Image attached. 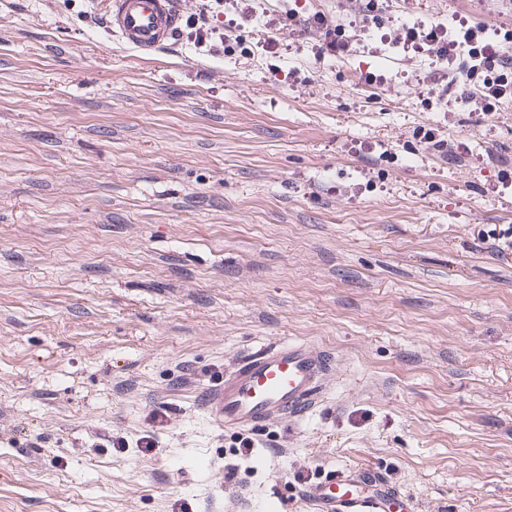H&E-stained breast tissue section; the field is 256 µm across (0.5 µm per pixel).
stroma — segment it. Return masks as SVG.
<instances>
[{
	"instance_id": "35a3bbf8",
	"label": "stroma",
	"mask_w": 512,
	"mask_h": 512,
	"mask_svg": "<svg viewBox=\"0 0 512 512\" xmlns=\"http://www.w3.org/2000/svg\"><path fill=\"white\" fill-rule=\"evenodd\" d=\"M104 15L0 0V512H307L341 470L512 512V102L430 107L434 63L389 42L408 15L512 30V0H409L342 63L241 17L231 53H136ZM275 341L334 356L319 402L213 423ZM416 137L420 139V143L426 144L427 148L433 147L434 150L438 151L445 161H448V156L451 158L458 157L454 148L448 146V140L442 138L438 127H420L417 130Z\"/></svg>"
}]
</instances>
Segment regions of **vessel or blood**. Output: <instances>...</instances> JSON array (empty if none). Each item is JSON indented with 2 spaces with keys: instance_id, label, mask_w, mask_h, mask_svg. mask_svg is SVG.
I'll use <instances>...</instances> for the list:
<instances>
[{
  "instance_id": "1",
  "label": "vessel or blood",
  "mask_w": 512,
  "mask_h": 512,
  "mask_svg": "<svg viewBox=\"0 0 512 512\" xmlns=\"http://www.w3.org/2000/svg\"><path fill=\"white\" fill-rule=\"evenodd\" d=\"M182 20L174 0H109L106 19L123 45L151 52L166 44ZM332 356L307 342L258 348L224 374L206 396L213 421L257 430L304 416L318 403ZM302 496L311 512H415L407 495L372 473L337 471L310 483Z\"/></svg>"
}]
</instances>
